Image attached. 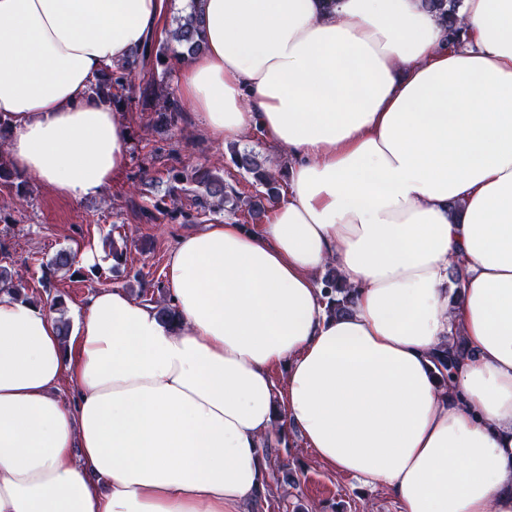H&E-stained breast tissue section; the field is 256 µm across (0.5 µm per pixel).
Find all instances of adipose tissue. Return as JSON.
Returning <instances> with one entry per match:
<instances>
[{
  "instance_id": "ef3b65f1",
  "label": "adipose tissue",
  "mask_w": 512,
  "mask_h": 512,
  "mask_svg": "<svg viewBox=\"0 0 512 512\" xmlns=\"http://www.w3.org/2000/svg\"><path fill=\"white\" fill-rule=\"evenodd\" d=\"M197 7L179 93L214 145L287 150L281 200L257 229L180 239L174 326L105 289L65 340L0 291V512H243L281 415L402 512H512V0H461L454 47L423 0ZM170 8L0 0L17 170L74 201L111 183L128 130L91 82L165 35ZM331 263L352 314L326 310ZM457 339L469 356L439 387L432 355Z\"/></svg>"
}]
</instances>
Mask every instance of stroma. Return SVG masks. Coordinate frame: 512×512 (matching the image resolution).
<instances>
[{
  "mask_svg": "<svg viewBox=\"0 0 512 512\" xmlns=\"http://www.w3.org/2000/svg\"><path fill=\"white\" fill-rule=\"evenodd\" d=\"M122 117L129 130V161L98 196L72 201L34 180L25 197L9 200L0 192V201L8 200L11 215L10 223H0V265L20 273L23 292L30 300L48 306L54 296H62L70 319L81 312L91 294L123 287V278L112 275L109 243L116 233L127 236L128 267L154 284L165 281L170 256L181 238L201 232L203 224L218 222L215 214L204 216L199 225L183 223L180 213L161 214L151 222L142 218L139 205L166 194L170 167L202 163L221 170L227 181L239 179L228 149L211 143L190 107H183L177 126L168 131L149 130L152 114L134 97ZM142 170L148 171L153 183L143 197L136 198L130 188ZM63 248L80 255L93 252L102 279L76 282L60 273L51 287H44L40 265ZM288 439L285 462L296 486L288 489L269 481L255 512H285L288 503L302 504L306 512H401L386 491L364 487L324 467L296 428H289Z\"/></svg>",
  "mask_w": 512,
  "mask_h": 512,
  "instance_id": "stroma-1",
  "label": "stroma"
}]
</instances>
